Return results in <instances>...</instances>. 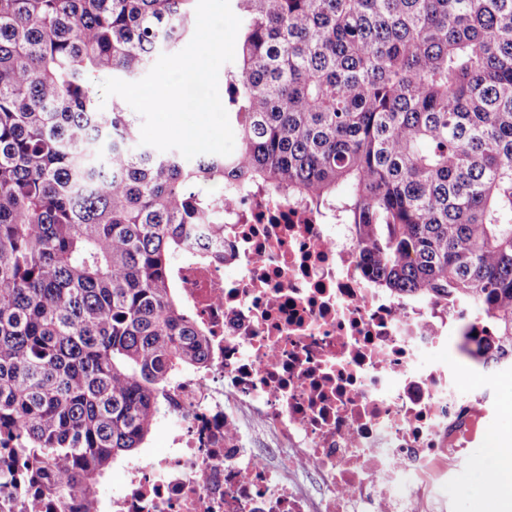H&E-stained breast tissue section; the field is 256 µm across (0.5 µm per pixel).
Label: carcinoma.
Listing matches in <instances>:
<instances>
[{"label": "carcinoma", "mask_w": 512, "mask_h": 512, "mask_svg": "<svg viewBox=\"0 0 512 512\" xmlns=\"http://www.w3.org/2000/svg\"><path fill=\"white\" fill-rule=\"evenodd\" d=\"M196 0H0V497L42 512L141 447L203 367L179 263L224 255L246 194L352 227L400 296L491 319L512 366V0H231L239 148L185 163L99 111L92 74L182 50ZM214 187L204 191L198 185Z\"/></svg>", "instance_id": "1"}]
</instances>
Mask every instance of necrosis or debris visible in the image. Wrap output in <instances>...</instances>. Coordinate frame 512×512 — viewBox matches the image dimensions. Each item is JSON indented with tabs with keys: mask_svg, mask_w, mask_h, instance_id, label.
Segmentation results:
<instances>
[{
	"mask_svg": "<svg viewBox=\"0 0 512 512\" xmlns=\"http://www.w3.org/2000/svg\"><path fill=\"white\" fill-rule=\"evenodd\" d=\"M224 215L223 260L178 270L209 358L167 390L173 446L110 512H447L489 397L440 354L490 323L377 287L349 225L261 196Z\"/></svg>",
	"mask_w": 512,
	"mask_h": 512,
	"instance_id": "obj_1",
	"label": "necrosis or debris"
}]
</instances>
